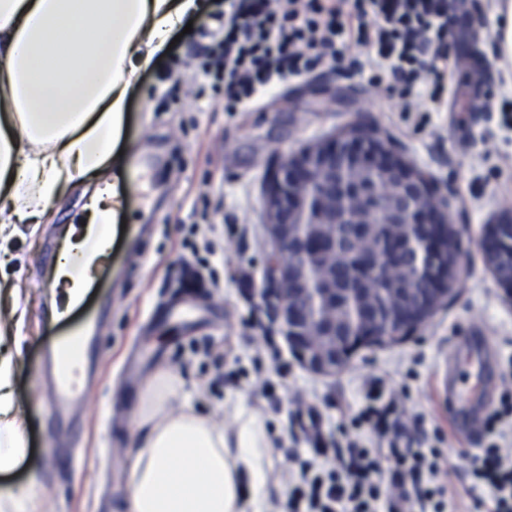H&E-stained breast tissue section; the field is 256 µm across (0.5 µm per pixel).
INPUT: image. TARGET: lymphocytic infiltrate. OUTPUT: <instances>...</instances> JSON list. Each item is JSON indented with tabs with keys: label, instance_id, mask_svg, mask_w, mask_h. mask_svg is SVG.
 I'll return each instance as SVG.
<instances>
[{
	"label": "lymphocytic infiltrate",
	"instance_id": "1",
	"mask_svg": "<svg viewBox=\"0 0 512 512\" xmlns=\"http://www.w3.org/2000/svg\"><path fill=\"white\" fill-rule=\"evenodd\" d=\"M467 0H226L214 51L229 112L257 108L291 78L320 67L374 69V84L399 89L403 112H419L425 89L442 105L458 65L446 40ZM370 383L365 407L340 423L331 442L289 451L281 512H447L453 483L426 432L402 443L391 420L397 407ZM372 439L363 442L361 430ZM488 445L468 456L470 512H512V388L487 417Z\"/></svg>",
	"mask_w": 512,
	"mask_h": 512
}]
</instances>
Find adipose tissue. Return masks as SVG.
<instances>
[{
    "label": "adipose tissue",
    "instance_id": "1",
    "mask_svg": "<svg viewBox=\"0 0 512 512\" xmlns=\"http://www.w3.org/2000/svg\"><path fill=\"white\" fill-rule=\"evenodd\" d=\"M200 10L199 0H0V250L68 187L111 167L132 84ZM14 369L0 353L2 474L27 455ZM176 396L171 380L145 387L130 512H263L262 425L246 417L224 431Z\"/></svg>",
    "mask_w": 512,
    "mask_h": 512
}]
</instances>
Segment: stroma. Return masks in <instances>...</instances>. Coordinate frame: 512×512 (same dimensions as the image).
<instances>
[{
	"label": "stroma",
	"mask_w": 512,
	"mask_h": 512,
	"mask_svg": "<svg viewBox=\"0 0 512 512\" xmlns=\"http://www.w3.org/2000/svg\"><path fill=\"white\" fill-rule=\"evenodd\" d=\"M224 0H203L192 30L159 52L128 95L125 139L112 169L122 175L121 226L112 262L99 277L111 293L97 332L99 383L90 390L76 432L52 431L43 406V355L63 328L51 318L49 247L77 223L87 204L84 187L55 202L46 224L22 225L8 248L0 282L21 273L27 297L20 340L0 339L15 353L14 390L25 413L30 457L0 487H23L31 469L34 512H128L130 452L147 380L166 374L179 380L180 404L233 430L240 416L259 420L271 442L268 471L284 464V451L305 448L309 413L324 432L340 415L364 405L363 381L381 378L405 408L403 422L420 415L437 433L445 466L462 484L464 450L482 447L485 434L460 436L441 407V381L457 338L479 331L490 346V386L476 413L498 404L505 359L512 353V299L485 266L478 240L485 225L512 211V154L498 129L502 83L512 84V64L474 57L470 21L457 17L450 37L458 67L449 90L462 100L437 112H402L395 92L374 88L371 68L320 69L290 80L255 111L224 109V87L200 77L202 29H215ZM362 119L448 198L451 223L461 225L468 253L460 292L402 344L361 350L333 376L315 374L295 357L287 338L270 325L261 291L272 249L263 198L270 166L306 145L329 140ZM496 141L481 144L475 132ZM156 154L162 167L139 181L129 170L132 153ZM186 299L190 323L168 319L170 302ZM269 344L262 374L275 384L279 410L261 409L253 379L257 345Z\"/></svg>",
	"instance_id": "obj_1"
}]
</instances>
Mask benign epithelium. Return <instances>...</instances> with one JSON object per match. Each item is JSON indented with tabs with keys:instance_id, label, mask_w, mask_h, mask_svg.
<instances>
[{
	"instance_id": "7a95c632",
	"label": "benign epithelium",
	"mask_w": 512,
	"mask_h": 512,
	"mask_svg": "<svg viewBox=\"0 0 512 512\" xmlns=\"http://www.w3.org/2000/svg\"><path fill=\"white\" fill-rule=\"evenodd\" d=\"M349 165L383 175L386 184L361 188L350 183L345 176ZM353 197L362 201L373 223L401 218L411 226V244L426 258L416 272L425 288L397 289L393 320L360 322L338 349L336 319L324 314L323 308L336 307L338 294L359 303L371 279L391 272L408 252L406 242L396 240L386 265H380L375 254L360 252L358 273L341 287H336L334 271L311 283L309 263L336 252V235L328 228L353 223L349 207ZM417 197L429 203L415 206ZM264 205L273 248L264 271L263 308L268 319L282 327L301 364L313 373L334 375L362 349L407 341L457 295L462 265L449 261L448 253L462 255L464 246L461 230L448 220V202L439 199L427 179L359 120L351 124V131L274 164L268 172ZM510 225L512 217L507 215L485 226L479 239L483 261L498 253L502 232Z\"/></svg>"
}]
</instances>
